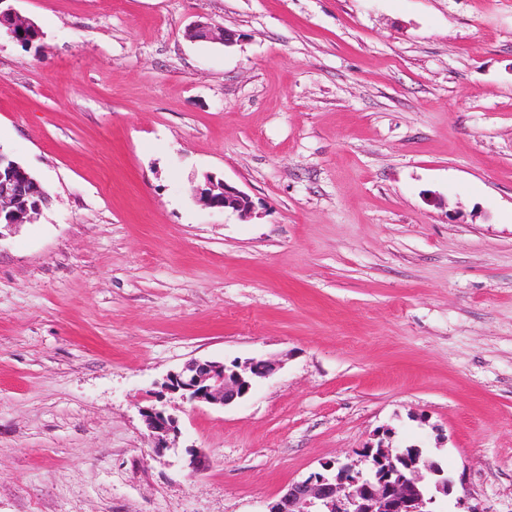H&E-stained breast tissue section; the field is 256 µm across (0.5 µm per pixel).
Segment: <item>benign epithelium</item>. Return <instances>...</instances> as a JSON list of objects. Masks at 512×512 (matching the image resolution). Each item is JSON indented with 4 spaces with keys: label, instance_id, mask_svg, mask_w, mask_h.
Here are the masks:
<instances>
[{
    "label": "benign epithelium",
    "instance_id": "7a95c632",
    "mask_svg": "<svg viewBox=\"0 0 512 512\" xmlns=\"http://www.w3.org/2000/svg\"><path fill=\"white\" fill-rule=\"evenodd\" d=\"M0 22L25 29L33 21L11 10H0ZM196 41L229 44L234 34L209 21H196L188 28ZM41 194L38 181L8 154L0 152V225L16 228L31 220L23 201ZM202 205L246 215L253 209L250 197L225 181L205 177L198 189ZM276 369L269 360L251 359L226 365L220 360L187 362L170 372L155 396V403L140 409L154 449L163 454L175 449L180 435L178 417L170 411L165 394H177L184 402L226 406L247 396L256 380L269 377ZM187 468L195 475L207 466L206 455L197 448L186 449ZM369 462L365 470L340 461L321 463V471L288 486L268 505L267 512H427L437 495L449 496L456 486L454 477L439 464L422 457L419 448H390L384 445L362 449Z\"/></svg>",
    "mask_w": 512,
    "mask_h": 512
}]
</instances>
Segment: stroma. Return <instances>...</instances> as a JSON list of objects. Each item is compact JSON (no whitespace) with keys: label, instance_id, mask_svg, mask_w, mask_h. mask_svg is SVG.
<instances>
[{"label":"stroma","instance_id":"1","mask_svg":"<svg viewBox=\"0 0 512 512\" xmlns=\"http://www.w3.org/2000/svg\"><path fill=\"white\" fill-rule=\"evenodd\" d=\"M0 7L43 32L0 29V149L50 198L0 237V512H265L384 439L512 512V0ZM195 358L277 368L155 455ZM188 34L195 41H210L214 43L229 44L234 40L235 35L216 26L209 21H196L188 28ZM197 192V201L208 208L237 212L240 215H247L253 209V202L246 193L225 181L215 183L207 175L204 187H200Z\"/></svg>","mask_w":512,"mask_h":512}]
</instances>
